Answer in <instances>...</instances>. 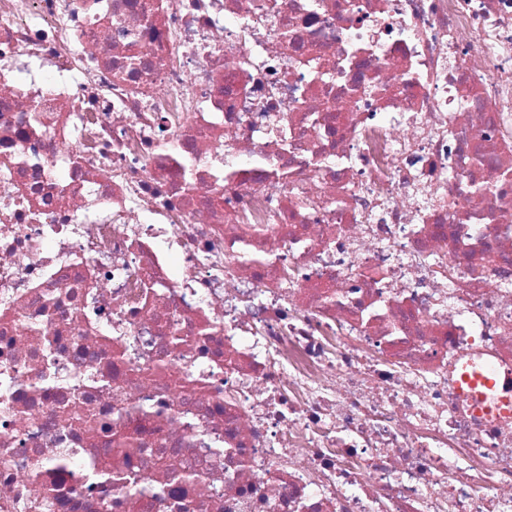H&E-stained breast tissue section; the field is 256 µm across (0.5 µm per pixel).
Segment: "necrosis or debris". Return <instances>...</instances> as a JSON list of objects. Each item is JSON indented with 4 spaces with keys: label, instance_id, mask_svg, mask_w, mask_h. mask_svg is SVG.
I'll use <instances>...</instances> for the list:
<instances>
[{
    "label": "necrosis or debris",
    "instance_id": "4bbe7bcc",
    "mask_svg": "<svg viewBox=\"0 0 512 512\" xmlns=\"http://www.w3.org/2000/svg\"><path fill=\"white\" fill-rule=\"evenodd\" d=\"M512 0H0V512H512Z\"/></svg>",
    "mask_w": 512,
    "mask_h": 512
}]
</instances>
